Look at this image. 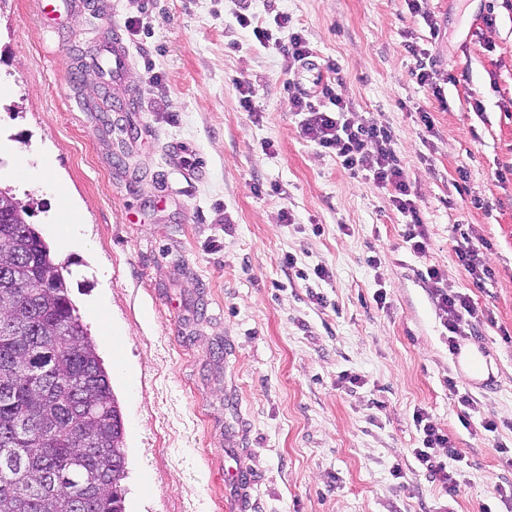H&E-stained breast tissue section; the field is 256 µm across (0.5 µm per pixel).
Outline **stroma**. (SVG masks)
Masks as SVG:
<instances>
[{
    "label": "stroma",
    "instance_id": "obj_1",
    "mask_svg": "<svg viewBox=\"0 0 512 512\" xmlns=\"http://www.w3.org/2000/svg\"><path fill=\"white\" fill-rule=\"evenodd\" d=\"M96 2L50 40L38 0H0V185L68 267L123 414L126 512H512L492 496L512 484L497 451L512 447V0H427L434 41L405 0ZM241 7L287 13L355 120L391 130L426 254L388 194L301 137L289 99L307 76L237 24ZM116 30L124 112L90 64ZM408 40L452 75L446 104ZM468 239L492 270L479 288L455 254ZM429 266L480 310L463 341L493 386L461 381ZM460 392L478 401L467 428ZM418 408L456 447L457 496L412 455ZM404 49L407 54H409L416 61V68L419 71L417 74L419 83L431 88L433 95L443 104L441 86H439V83H437V80H439L436 77L437 72L426 69V62H424V59H427L426 56L428 50L420 48L417 43L414 42H406L404 44Z\"/></svg>",
    "mask_w": 512,
    "mask_h": 512
}]
</instances>
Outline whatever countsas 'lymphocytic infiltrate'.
Returning a JSON list of instances; mask_svg holds the SVG:
<instances>
[{
	"label": "lymphocytic infiltrate",
	"instance_id": "obj_1",
	"mask_svg": "<svg viewBox=\"0 0 512 512\" xmlns=\"http://www.w3.org/2000/svg\"><path fill=\"white\" fill-rule=\"evenodd\" d=\"M235 18L239 26L251 29L262 47L281 49L289 68L299 69L309 62L312 52L302 33H292L284 46L274 36L275 31L288 28L291 22L288 14H276L272 23L266 25L254 23L252 17L241 12L236 13ZM321 93L329 102L328 109L316 108L304 94L291 98L294 112L300 117L302 137L321 152L336 154L345 170L355 175L366 174L378 189L388 192L393 206L406 219L403 232L406 243L414 253H426L428 238L424 222L414 199L412 183L395 154L391 131L370 121H355L350 101L332 85H324ZM424 278L438 285L437 307L450 334L448 344L456 346L457 336L478 322L479 310L469 296L440 287L442 275L438 268L427 267ZM413 420L420 432V445L412 451L415 460L448 493H456L457 477L448 467L449 459L455 456V446L447 432L434 423L425 410H415Z\"/></svg>",
	"mask_w": 512,
	"mask_h": 512
}]
</instances>
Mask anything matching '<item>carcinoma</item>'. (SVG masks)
I'll use <instances>...</instances> for the list:
<instances>
[{
  "mask_svg": "<svg viewBox=\"0 0 512 512\" xmlns=\"http://www.w3.org/2000/svg\"><path fill=\"white\" fill-rule=\"evenodd\" d=\"M4 213L0 512H125L122 415L97 346L29 205L0 190Z\"/></svg>",
  "mask_w": 512,
  "mask_h": 512,
  "instance_id": "1",
  "label": "carcinoma"
}]
</instances>
